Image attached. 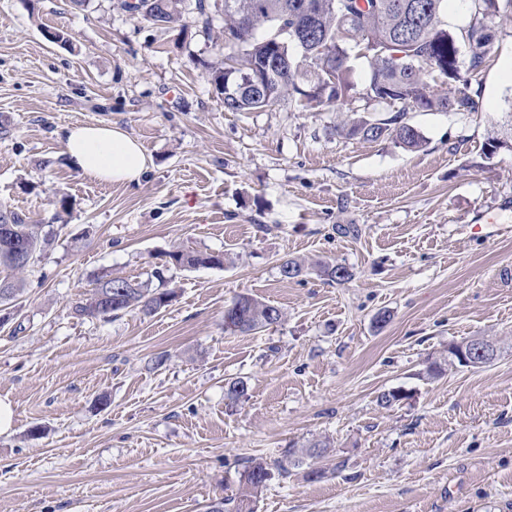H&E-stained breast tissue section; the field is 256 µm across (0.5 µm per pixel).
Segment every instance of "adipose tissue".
Masks as SVG:
<instances>
[{
  "label": "adipose tissue",
  "instance_id": "1",
  "mask_svg": "<svg viewBox=\"0 0 512 512\" xmlns=\"http://www.w3.org/2000/svg\"><path fill=\"white\" fill-rule=\"evenodd\" d=\"M62 140L71 165L100 183L136 182L147 170L142 146L118 126H72L65 129Z\"/></svg>",
  "mask_w": 512,
  "mask_h": 512
}]
</instances>
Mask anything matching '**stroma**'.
<instances>
[{
  "label": "stroma",
  "mask_w": 512,
  "mask_h": 512,
  "mask_svg": "<svg viewBox=\"0 0 512 512\" xmlns=\"http://www.w3.org/2000/svg\"><path fill=\"white\" fill-rule=\"evenodd\" d=\"M208 33L111 0H0V214L57 233L0 326V512H206L250 459L321 442L255 512H512V151L484 154L512 110V23L469 77L476 111L407 110L418 151L337 134L332 105L226 111ZM96 122L143 146L139 182L69 164L63 130ZM179 247L224 264L168 266ZM287 255L307 272L284 279ZM101 273L175 296L152 316H77ZM241 294L283 320L225 331ZM475 338L495 359L458 365L449 347ZM391 389L406 399L380 405Z\"/></svg>",
  "instance_id": "35a3bbf8"
}]
</instances>
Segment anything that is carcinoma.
<instances>
[{
  "label": "carcinoma",
  "instance_id": "obj_1",
  "mask_svg": "<svg viewBox=\"0 0 512 512\" xmlns=\"http://www.w3.org/2000/svg\"><path fill=\"white\" fill-rule=\"evenodd\" d=\"M446 0H224V27L212 38L224 53V67L212 73V82L224 95V109L261 111L282 97H297L298 106L313 102L340 104L351 118L336 132L363 140L391 139L408 150H419L425 140L404 121V109L422 112H472L475 102L467 92L464 74H473L487 62L496 37V19L512 21V0H469L468 21L450 31L442 21ZM117 8L163 27L187 28L185 19L211 31L210 5L205 0H118ZM368 59L371 75L354 98L351 91L350 52ZM439 73L448 92L436 94L426 76ZM364 102L359 109L356 100ZM402 109L388 118L368 115L375 105ZM512 150V112L500 130L487 139L485 155ZM13 233L40 257L51 244L54 229L33 224L14 213ZM183 267L224 265V254L175 250L169 254ZM29 266L16 262L0 247V285H7L0 307L19 299ZM305 265L284 258L280 273L295 279ZM320 272L339 284L350 281L352 271L342 265L323 264ZM173 292L151 288L145 282L103 274L91 292L75 305L88 318H106L138 310L158 312ZM277 307L250 295H239L224 308V320L235 333H258L282 320ZM271 465L259 458L247 462L238 492L221 501L223 512H255L254 503L272 478Z\"/></svg>",
  "mask_w": 512,
  "mask_h": 512
}]
</instances>
